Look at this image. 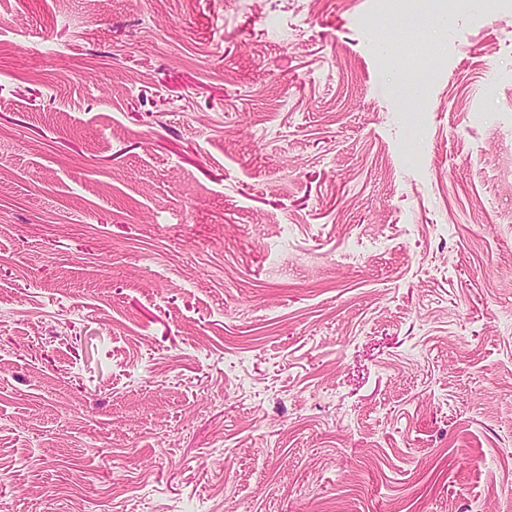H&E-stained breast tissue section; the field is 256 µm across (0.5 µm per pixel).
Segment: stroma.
<instances>
[{"instance_id": "stroma-1", "label": "stroma", "mask_w": 512, "mask_h": 512, "mask_svg": "<svg viewBox=\"0 0 512 512\" xmlns=\"http://www.w3.org/2000/svg\"><path fill=\"white\" fill-rule=\"evenodd\" d=\"M0 0V512H512V0Z\"/></svg>"}]
</instances>
